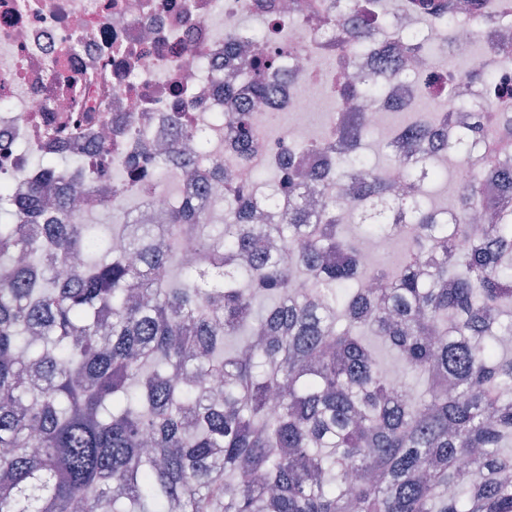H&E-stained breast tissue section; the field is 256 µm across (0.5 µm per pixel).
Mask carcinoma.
Wrapping results in <instances>:
<instances>
[{
    "label": "carcinoma",
    "instance_id": "carcinoma-1",
    "mask_svg": "<svg viewBox=\"0 0 512 512\" xmlns=\"http://www.w3.org/2000/svg\"><path fill=\"white\" fill-rule=\"evenodd\" d=\"M373 3H352L347 52L383 22ZM411 46L431 50L409 35L387 54L394 69ZM270 67L251 58L259 97ZM379 94L373 82L349 90ZM474 109L395 130L401 150L384 167L365 152L361 113H336L341 156L322 180L286 143L255 172L260 196L284 206L258 229L242 185L224 187L217 230L212 207L179 201L161 224L123 216L104 237L70 210L30 219L56 194L50 182L23 201L0 185V512H512V165L500 161L512 87ZM224 126L239 149L254 144L250 113L226 112ZM476 140L477 174L439 224L420 165L430 186L435 152L462 160ZM170 152L186 176L213 162L202 137L193 154ZM395 164L407 171L398 198L385 177ZM359 174L351 208L381 205L368 233L410 228L393 263L358 264L327 189ZM475 212L488 223L461 252ZM186 233L204 266L184 261ZM68 256L81 263L62 276ZM302 276L311 288L298 295Z\"/></svg>",
    "mask_w": 512,
    "mask_h": 512
}]
</instances>
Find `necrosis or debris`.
<instances>
[{
	"instance_id": "4bbe7bcc",
	"label": "necrosis or debris",
	"mask_w": 512,
	"mask_h": 512,
	"mask_svg": "<svg viewBox=\"0 0 512 512\" xmlns=\"http://www.w3.org/2000/svg\"><path fill=\"white\" fill-rule=\"evenodd\" d=\"M493 2L472 0V22L456 35L468 74L460 86L435 53L421 55L404 77H390L383 43L409 30L424 37L446 30L436 16L419 24L409 0L391 7L388 28L370 29L371 54L347 57L341 20L351 0H0V182L25 196L38 176L34 157L62 159L67 184L88 188L81 211L98 208L96 188L105 184L114 205L138 197L146 203L140 223H157L172 198L198 199L212 180L204 165L191 182L177 170L161 172V149L181 133L206 131L211 117L234 104L251 105L261 150L242 159L225 138L216 155L232 181L249 185L256 164L283 143L309 140L303 118L322 103L330 111L318 139L332 144L342 106L367 112L378 127L391 112L453 114L464 96L483 103L491 72L511 85L512 70L499 69L490 48L512 14L488 20ZM246 49L276 58L270 98L255 96ZM364 80L381 85L378 100L347 97ZM86 99L95 107L91 119L59 135ZM282 112L295 121L276 126Z\"/></svg>"
}]
</instances>
